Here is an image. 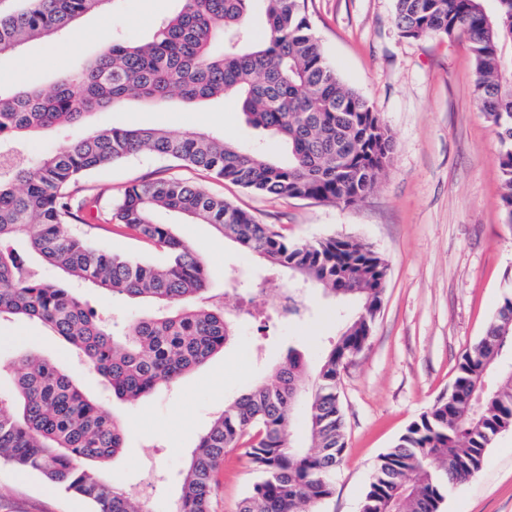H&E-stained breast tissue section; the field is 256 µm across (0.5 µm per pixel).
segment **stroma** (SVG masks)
Here are the masks:
<instances>
[{
    "label": "stroma",
    "instance_id": "obj_1",
    "mask_svg": "<svg viewBox=\"0 0 512 512\" xmlns=\"http://www.w3.org/2000/svg\"><path fill=\"white\" fill-rule=\"evenodd\" d=\"M179 7L178 0H106L73 32L0 56V86L55 81L99 54L107 36L149 40ZM306 14L329 64L379 113L393 137L391 161L364 201L345 206L259 195L152 155L96 171L85 185L117 196L131 183L176 175L251 212L260 223L275 225L289 239L348 237L387 261L371 336L341 372L347 446L335 489L314 507L359 512L379 455L447 396L462 354L512 294V226L503 218L499 140L475 101L469 40L402 37L395 0H306ZM125 126L175 134L191 128L219 131L246 147L274 146L266 131L244 122L234 100L187 105L175 99L155 108L131 101L119 111L95 112L79 125L31 138L30 152L39 156L64 141ZM159 219L178 225L205 258L213 271L209 288L227 304L262 288L272 295L288 288L286 275L269 273L254 256L225 243L211 225L187 224L171 213ZM84 296L119 326L150 310L147 302H115L91 288ZM351 311L315 297L299 320L240 319L224 351L177 384L132 403L113 398L103 378L40 325L1 322L0 389L8 388L13 364L26 351L77 374L84 393L124 423V448L107 464L113 484L135 494L151 483L149 508L170 512L189 452L225 402L267 377L288 347L317 367ZM256 479L243 449L230 450L215 477L214 512H237ZM442 510L512 512V428L497 436L477 474L449 487ZM0 512H91V506L50 487L37 473L2 461Z\"/></svg>",
    "mask_w": 512,
    "mask_h": 512
}]
</instances>
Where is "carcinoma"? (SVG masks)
Returning a JSON list of instances; mask_svg holds the SVG:
<instances>
[{"instance_id": "1", "label": "carcinoma", "mask_w": 512, "mask_h": 512, "mask_svg": "<svg viewBox=\"0 0 512 512\" xmlns=\"http://www.w3.org/2000/svg\"><path fill=\"white\" fill-rule=\"evenodd\" d=\"M106 0H25L0 15V55L71 30ZM147 42L116 39L93 60L48 88L0 91V146L60 125H78L127 100L156 104L232 97L245 121L271 133L277 158L212 133L113 127L79 138L8 170L0 169V322L30 319L68 342L113 395L135 401L176 383L235 336L236 317L215 307L207 262L160 211L212 225L224 240L249 251L269 270L357 309L308 373L303 354L288 351L268 380L224 405L192 448L172 512H212L215 474L230 448L246 445L258 474L237 512H312L334 492L346 449L338 395L345 361L366 345L382 304L385 260L345 238L288 240L273 224L203 191L162 177L128 185L114 200L81 188L94 171L142 153L170 158L243 189L282 199L344 205L362 202L390 161L393 139L378 113L326 61L305 14L304 0H260L255 32L247 17L255 0H180ZM402 36H465L476 61L479 110L496 128L502 151L505 223L512 224V0H395ZM102 229L156 245L154 262L96 247L81 231ZM60 272L43 281L37 266ZM154 309L114 333L75 285ZM496 372L500 383L486 384ZM484 390L476 411L473 391ZM305 414L304 447L293 439L294 416ZM512 427V296L457 365L448 397L438 399L381 454L361 512H439L448 485L482 467L499 433ZM124 447V428L79 388L58 363L25 356L0 396V459L94 506V512H144L99 465Z\"/></svg>"}]
</instances>
